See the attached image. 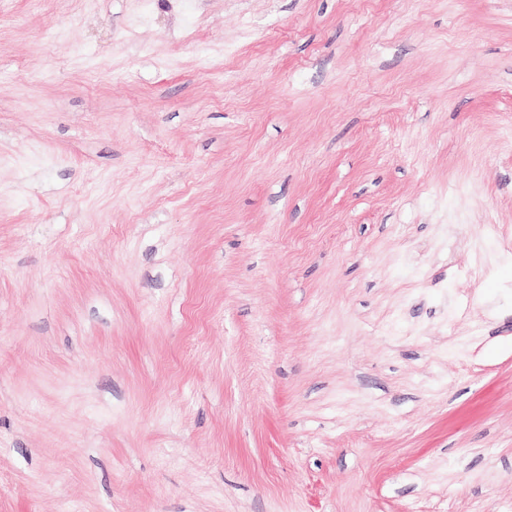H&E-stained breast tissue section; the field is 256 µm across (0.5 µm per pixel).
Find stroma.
Masks as SVG:
<instances>
[{
  "instance_id": "stroma-1",
  "label": "stroma",
  "mask_w": 512,
  "mask_h": 512,
  "mask_svg": "<svg viewBox=\"0 0 512 512\" xmlns=\"http://www.w3.org/2000/svg\"><path fill=\"white\" fill-rule=\"evenodd\" d=\"M0 512H512V0H0Z\"/></svg>"
}]
</instances>
